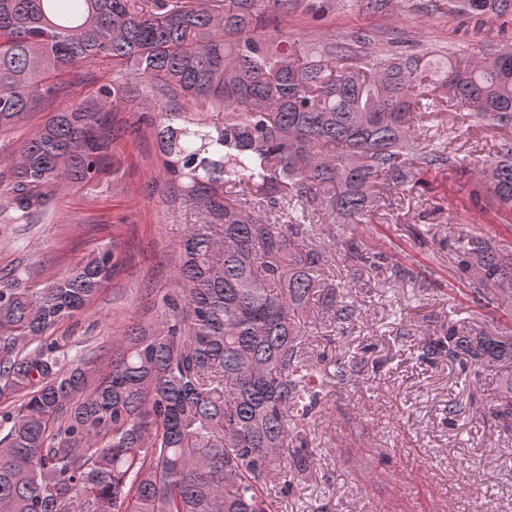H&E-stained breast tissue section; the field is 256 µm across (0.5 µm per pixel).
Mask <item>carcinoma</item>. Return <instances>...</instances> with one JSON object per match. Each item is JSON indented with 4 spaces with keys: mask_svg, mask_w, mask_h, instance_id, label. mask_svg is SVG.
I'll use <instances>...</instances> for the list:
<instances>
[{
    "mask_svg": "<svg viewBox=\"0 0 512 512\" xmlns=\"http://www.w3.org/2000/svg\"><path fill=\"white\" fill-rule=\"evenodd\" d=\"M298 0H0V132L17 128L58 79L112 60V79L55 113L7 159L6 224L42 218L63 188L98 189L127 130L131 97L152 124L166 185L202 216L178 245L175 288L133 318L112 365L71 360L52 332L109 283L107 244L35 288L0 274V512H274L288 469L317 450L302 430L346 366L312 355L296 313L310 297L343 325L360 311L320 282L326 250L310 218L364 224L414 166L458 163L420 147L430 104L477 126H512V44L459 58L370 49L358 29L321 44L282 26ZM461 16L512 15V0H448ZM512 223V142L463 167ZM287 222H279V218ZM349 260L378 256L354 239ZM463 271L512 288V253L490 237L458 240ZM512 368V334L452 324L420 359ZM488 415L512 434V376Z\"/></svg>",
    "mask_w": 512,
    "mask_h": 512,
    "instance_id": "obj_1",
    "label": "carcinoma"
}]
</instances>
